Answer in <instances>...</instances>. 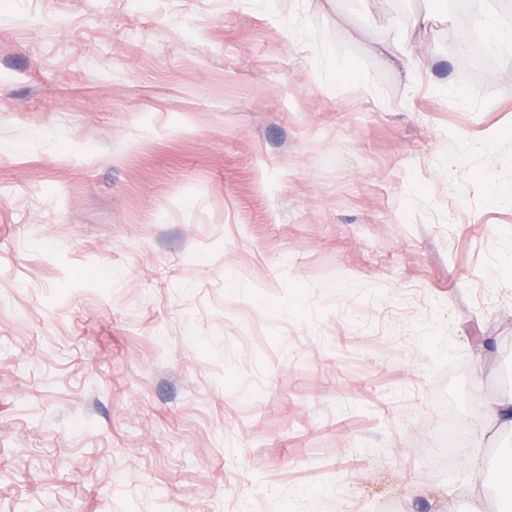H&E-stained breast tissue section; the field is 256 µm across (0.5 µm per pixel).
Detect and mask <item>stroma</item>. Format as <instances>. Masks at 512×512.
Masks as SVG:
<instances>
[{
  "label": "stroma",
  "mask_w": 512,
  "mask_h": 512,
  "mask_svg": "<svg viewBox=\"0 0 512 512\" xmlns=\"http://www.w3.org/2000/svg\"><path fill=\"white\" fill-rule=\"evenodd\" d=\"M447 17L0 0V512H512L445 439L512 396V56ZM448 46L456 50L462 49L464 57L471 63L472 69L467 72L468 77L474 78L479 71L493 65V55L488 52L484 39L474 27H467L464 31L454 33Z\"/></svg>",
  "instance_id": "1"
}]
</instances>
